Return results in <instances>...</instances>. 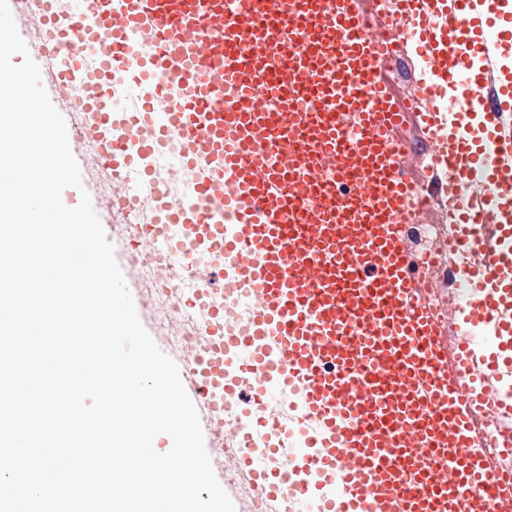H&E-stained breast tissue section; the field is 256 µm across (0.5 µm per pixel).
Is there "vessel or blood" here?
Returning a JSON list of instances; mask_svg holds the SVG:
<instances>
[{
  "mask_svg": "<svg viewBox=\"0 0 512 512\" xmlns=\"http://www.w3.org/2000/svg\"><path fill=\"white\" fill-rule=\"evenodd\" d=\"M225 1L44 0L53 36L29 49L57 57V87L81 85L87 121L68 134L91 163L147 179L172 144L192 171L189 201L156 184L157 219L126 251L163 241L189 264L183 307L207 309L210 344L184 350L182 381L209 409V451L234 421L240 465L279 512L316 496L324 512H498L512 443L491 463L472 416L512 367V84L492 83L512 20L500 0H390L380 33L359 0ZM407 41L431 64L416 97L448 176L445 248L473 259L460 313L491 332L487 354L468 339L449 350L408 245L420 192L393 137L401 105L380 80ZM116 75L135 80L141 111H113ZM470 99L486 140L444 132L441 103ZM200 255L217 262L191 266ZM241 297L248 316L225 328V303ZM270 381L300 397L292 420L271 412ZM297 438L300 468L282 472ZM336 484L344 495L328 496Z\"/></svg>",
  "mask_w": 512,
  "mask_h": 512,
  "instance_id": "b4317fda",
  "label": "vessel or blood"
}]
</instances>
